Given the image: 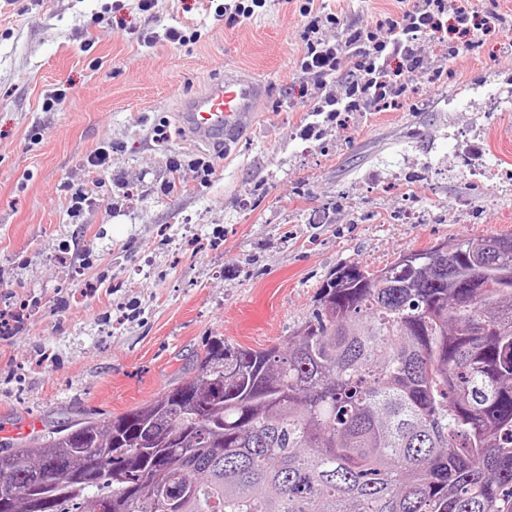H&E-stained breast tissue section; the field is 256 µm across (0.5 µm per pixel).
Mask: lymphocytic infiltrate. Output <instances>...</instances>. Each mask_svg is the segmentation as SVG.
Here are the masks:
<instances>
[{"instance_id": "obj_1", "label": "lymphocytic infiltrate", "mask_w": 512, "mask_h": 512, "mask_svg": "<svg viewBox=\"0 0 512 512\" xmlns=\"http://www.w3.org/2000/svg\"><path fill=\"white\" fill-rule=\"evenodd\" d=\"M474 8L473 0H412L408 9L400 15L385 17L374 29L350 28L331 40L321 36V27L326 23L339 24V17L323 13L314 0H307L305 49L299 66L315 79L316 111L351 112L389 97H405L408 84L401 74L389 73L388 56L397 55L407 72L416 71L420 64V36L442 40L441 18L446 14L452 15L458 34H467ZM348 60L352 61L353 69L344 78L340 72ZM331 78L341 81L339 91L334 93L327 89Z\"/></svg>"}]
</instances>
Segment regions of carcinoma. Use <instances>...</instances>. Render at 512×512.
<instances>
[{"mask_svg": "<svg viewBox=\"0 0 512 512\" xmlns=\"http://www.w3.org/2000/svg\"><path fill=\"white\" fill-rule=\"evenodd\" d=\"M331 275L285 344L222 338L104 423L0 451V512H512V235ZM484 259L485 281L468 260Z\"/></svg>", "mask_w": 512, "mask_h": 512, "instance_id": "carcinoma-1", "label": "carcinoma"}]
</instances>
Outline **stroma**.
I'll use <instances>...</instances> for the list:
<instances>
[{"label":"stroma","mask_w":512,"mask_h":512,"mask_svg":"<svg viewBox=\"0 0 512 512\" xmlns=\"http://www.w3.org/2000/svg\"><path fill=\"white\" fill-rule=\"evenodd\" d=\"M153 2L0 0L1 451L150 404L210 339L285 342L341 263L512 233V184L462 171L512 167V0H475L501 28L471 45L421 38L402 103L336 117L311 116L296 68L304 0L234 27L209 0ZM325 7L372 27L405 5ZM170 26L191 42L162 41ZM227 68L267 94L216 151L179 114ZM102 148L107 170L88 163Z\"/></svg>","instance_id":"stroma-1"}]
</instances>
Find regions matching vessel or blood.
Here are the masks:
<instances>
[{
  "label": "vessel or blood",
  "mask_w": 512,
  "mask_h": 512,
  "mask_svg": "<svg viewBox=\"0 0 512 512\" xmlns=\"http://www.w3.org/2000/svg\"><path fill=\"white\" fill-rule=\"evenodd\" d=\"M265 93L261 80L237 69H225L223 80L185 99L184 131L202 143L235 139L254 125Z\"/></svg>",
  "instance_id": "1"
}]
</instances>
